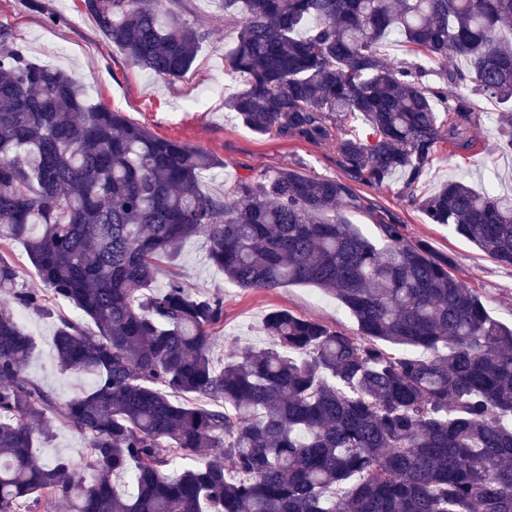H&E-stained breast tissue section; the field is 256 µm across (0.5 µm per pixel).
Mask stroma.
Wrapping results in <instances>:
<instances>
[{
  "label": "stroma",
  "mask_w": 512,
  "mask_h": 512,
  "mask_svg": "<svg viewBox=\"0 0 512 512\" xmlns=\"http://www.w3.org/2000/svg\"><path fill=\"white\" fill-rule=\"evenodd\" d=\"M40 8L28 0H0V24L10 27L28 58L77 77L90 104H102L123 112L157 136L203 148L220 160L219 168L205 172L203 192L219 194L243 176L280 167H294L317 176L339 177L342 168L335 154L299 141L259 135L245 127L235 113L225 111L224 100L244 87V80L224 72V52L235 40L233 25L224 17L222 0H189L193 12L207 21L211 36L192 67L181 78L165 81L129 61L109 43L87 13L83 0H40ZM56 23H49V16ZM472 111L481 113L471 135L476 143L467 153L441 148L419 186L431 193L451 179H464L476 191H512V152L488 153L496 135L499 106L480 95L469 97ZM398 181L381 188L357 186L369 209L349 212L345 218L365 234L375 235L376 223L398 218L409 239L423 240L440 254L452 258L453 273L484 298L489 314L512 323V267L503 266L443 224L428 223L420 210L400 193ZM210 242L198 235L178 248L175 264L161 273L158 284L178 274L192 295L221 296L224 319L216 325L213 348L216 361L239 355L241 347L262 346L266 338L262 320L266 313L286 309L352 333L356 324L346 308L332 296L308 285L274 289H243L225 279L223 271L208 259ZM21 329L35 343L28 365L31 378L51 391L59 401L88 388L90 381L62 372L53 348L55 316L15 308Z\"/></svg>",
  "instance_id": "obj_1"
}]
</instances>
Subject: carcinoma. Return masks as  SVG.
Wrapping results in <instances>:
<instances>
[{"label": "carcinoma", "instance_id": "carcinoma-1", "mask_svg": "<svg viewBox=\"0 0 512 512\" xmlns=\"http://www.w3.org/2000/svg\"><path fill=\"white\" fill-rule=\"evenodd\" d=\"M83 2L163 79L210 35L184 0ZM224 15L236 25L224 72L246 85L224 109L335 152L344 177L280 168L206 194L215 157L87 104L0 24V249L24 243L45 284L19 287L0 254V295L41 314L64 303L96 326L57 314L60 369L93 378L59 403L0 307V512H512V326L404 225H376L378 243L343 218L366 208L353 185L398 174L431 223L512 266V195L462 180L416 194L440 144L475 146L466 91L512 105V0H224ZM392 37L415 60L385 58ZM351 118L370 132L347 131ZM497 128L491 150H512V108ZM199 234L237 287L312 285L359 335L276 310L268 345L215 365L224 299L175 278L153 287ZM49 419L82 437L89 478L37 454L49 428L35 422Z\"/></svg>", "mask_w": 512, "mask_h": 512}]
</instances>
